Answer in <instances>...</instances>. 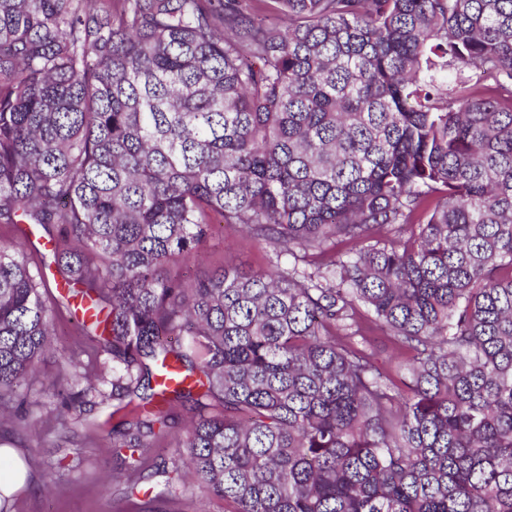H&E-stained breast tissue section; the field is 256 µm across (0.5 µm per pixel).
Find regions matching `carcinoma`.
<instances>
[{
    "mask_svg": "<svg viewBox=\"0 0 512 512\" xmlns=\"http://www.w3.org/2000/svg\"><path fill=\"white\" fill-rule=\"evenodd\" d=\"M0 224L93 310L126 497L512 512V0H0ZM215 224L269 268L170 275ZM45 287L1 242L0 424ZM369 347L375 353L378 361L389 368L395 377L397 374L396 366L402 360V356L383 333L377 329L371 330L369 333Z\"/></svg>",
    "mask_w": 512,
    "mask_h": 512,
    "instance_id": "1",
    "label": "carcinoma"
}]
</instances>
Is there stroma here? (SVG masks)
Returning <instances> with one entry per match:
<instances>
[{
    "instance_id": "obj_1",
    "label": "stroma",
    "mask_w": 512,
    "mask_h": 512,
    "mask_svg": "<svg viewBox=\"0 0 512 512\" xmlns=\"http://www.w3.org/2000/svg\"><path fill=\"white\" fill-rule=\"evenodd\" d=\"M225 266L266 269L268 251L233 228H217L198 260L181 265L177 273L194 279ZM77 318L74 307L60 303L53 321L54 351L39 361L22 388L28 426L20 432L0 428V448L15 449L19 458L35 461L29 485L17 495L12 512H115L119 507L137 512L124 499L111 435L89 431L90 423L103 421L111 412L112 386L106 382L90 392L84 378L111 374L112 357L77 334ZM62 389L85 398L64 426L55 419L56 395ZM47 480L53 484L49 492L43 488Z\"/></svg>"
}]
</instances>
